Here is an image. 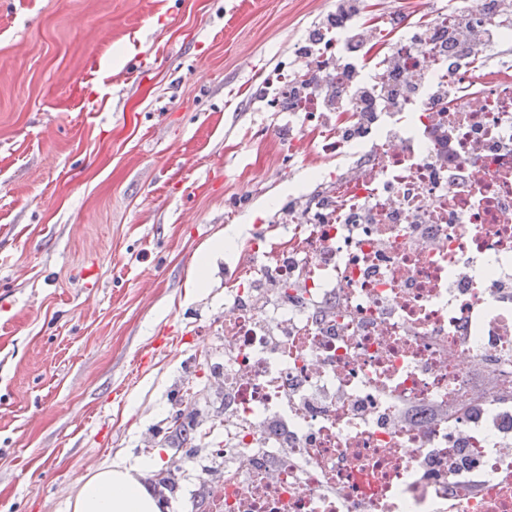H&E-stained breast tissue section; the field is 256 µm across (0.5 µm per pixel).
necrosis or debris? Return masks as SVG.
I'll return each instance as SVG.
<instances>
[{
    "label": "necrosis or debris",
    "instance_id": "obj_1",
    "mask_svg": "<svg viewBox=\"0 0 512 512\" xmlns=\"http://www.w3.org/2000/svg\"><path fill=\"white\" fill-rule=\"evenodd\" d=\"M497 0H459L486 64L436 52L454 15L384 14L375 57L339 58L352 20L298 41L256 90L299 114L282 163L337 172L288 223L255 225L224 274V479L193 512H512V51ZM417 94L369 103L380 59ZM332 87L327 103L296 87Z\"/></svg>",
    "mask_w": 512,
    "mask_h": 512
}]
</instances>
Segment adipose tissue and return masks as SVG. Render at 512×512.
<instances>
[{
  "label": "adipose tissue",
  "mask_w": 512,
  "mask_h": 512,
  "mask_svg": "<svg viewBox=\"0 0 512 512\" xmlns=\"http://www.w3.org/2000/svg\"><path fill=\"white\" fill-rule=\"evenodd\" d=\"M141 476L140 470L116 463L80 475L70 512H162L161 503Z\"/></svg>",
  "instance_id": "1"
}]
</instances>
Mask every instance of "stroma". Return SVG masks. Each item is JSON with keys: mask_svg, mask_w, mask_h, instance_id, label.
I'll return each instance as SVG.
<instances>
[{"mask_svg": "<svg viewBox=\"0 0 512 512\" xmlns=\"http://www.w3.org/2000/svg\"><path fill=\"white\" fill-rule=\"evenodd\" d=\"M336 0L0 8V512H67L103 463L193 485L169 414L217 423L224 269L200 252L310 181L254 90ZM236 237L237 228L231 225L225 230L221 237L214 240L211 245L200 254L192 275L194 287H206L210 256L215 252L224 251L225 247H230L236 240Z\"/></svg>", "mask_w": 512, "mask_h": 512, "instance_id": "35a3bbf8", "label": "stroma"}]
</instances>
